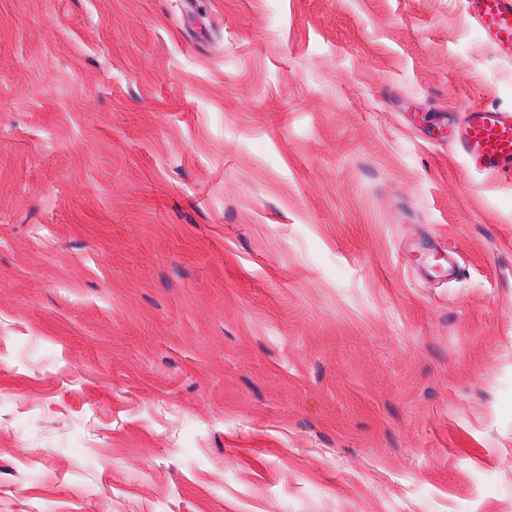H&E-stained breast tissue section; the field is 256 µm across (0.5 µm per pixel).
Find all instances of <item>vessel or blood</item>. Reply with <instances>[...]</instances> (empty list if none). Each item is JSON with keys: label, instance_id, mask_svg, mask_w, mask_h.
Listing matches in <instances>:
<instances>
[{"label": "vessel or blood", "instance_id": "b4317fda", "mask_svg": "<svg viewBox=\"0 0 512 512\" xmlns=\"http://www.w3.org/2000/svg\"><path fill=\"white\" fill-rule=\"evenodd\" d=\"M482 30L494 37L504 59L512 60V0H470ZM463 153L481 173L512 169V118L491 109H475L460 134Z\"/></svg>", "mask_w": 512, "mask_h": 512}]
</instances>
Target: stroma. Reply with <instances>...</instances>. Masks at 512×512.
I'll list each match as a JSON object with an SVG mask.
<instances>
[{"label":"stroma","mask_w":512,"mask_h":512,"mask_svg":"<svg viewBox=\"0 0 512 512\" xmlns=\"http://www.w3.org/2000/svg\"><path fill=\"white\" fill-rule=\"evenodd\" d=\"M477 107L467 0H0V512H512Z\"/></svg>","instance_id":"obj_1"}]
</instances>
